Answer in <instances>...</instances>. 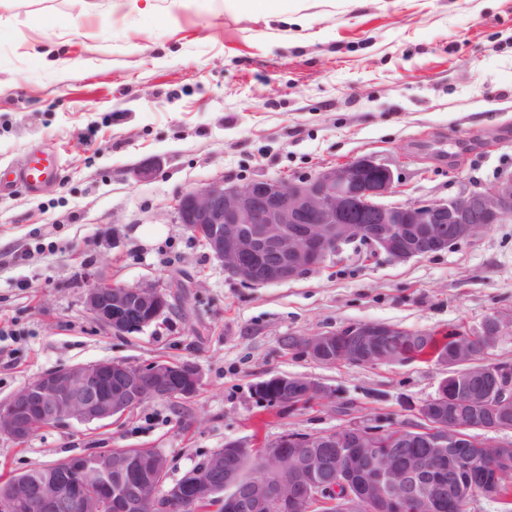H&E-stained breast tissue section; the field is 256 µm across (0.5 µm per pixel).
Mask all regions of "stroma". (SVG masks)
<instances>
[{"label": "stroma", "mask_w": 512, "mask_h": 512, "mask_svg": "<svg viewBox=\"0 0 512 512\" xmlns=\"http://www.w3.org/2000/svg\"><path fill=\"white\" fill-rule=\"evenodd\" d=\"M42 152L57 179L0 181V400L42 372L101 360L189 361L188 401L0 439V474L97 448H155L169 482L228 441L357 420L416 422L446 367L313 361L283 336L355 321L474 330L512 308V223L395 262L347 248L296 280L250 286L175 219L178 197L215 179L307 177L362 155L389 165L394 201H429L512 171V0H276L244 14L222 0H0V171ZM155 162L141 181L136 167ZM197 303L113 334L86 308L90 276ZM269 373L304 376L355 404L288 412L256 405Z\"/></svg>", "instance_id": "35a3bbf8"}]
</instances>
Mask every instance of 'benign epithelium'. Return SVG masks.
Returning <instances> with one entry per match:
<instances>
[{"mask_svg": "<svg viewBox=\"0 0 512 512\" xmlns=\"http://www.w3.org/2000/svg\"><path fill=\"white\" fill-rule=\"evenodd\" d=\"M393 169L375 157L325 166L307 178L260 176L244 183L209 182L183 193L177 219L246 285L295 280L342 248L367 240L394 262L429 256L471 240L493 224L512 222V172L487 187L447 199L387 203ZM175 292L103 280L85 292L95 321L115 334L143 330L175 309ZM512 335V310L460 332L439 363L453 368L417 409L413 428H372L353 421L318 435L285 431L262 450L230 441L169 484L162 451L98 448L12 476L0 487V512H440L466 501L467 486L500 499L512 481V441L477 443L471 431L512 430V366L468 364ZM318 363L396 364L427 333L378 321L298 336ZM201 385L189 363L146 366L103 360L54 368L0 400V438L23 443L40 429L70 421L120 419L148 400L192 399ZM279 393L276 404L297 408L335 394L319 382L268 374L258 383Z\"/></svg>", "mask_w": 512, "mask_h": 512, "instance_id": "benign-epithelium-1", "label": "benign epithelium"}]
</instances>
